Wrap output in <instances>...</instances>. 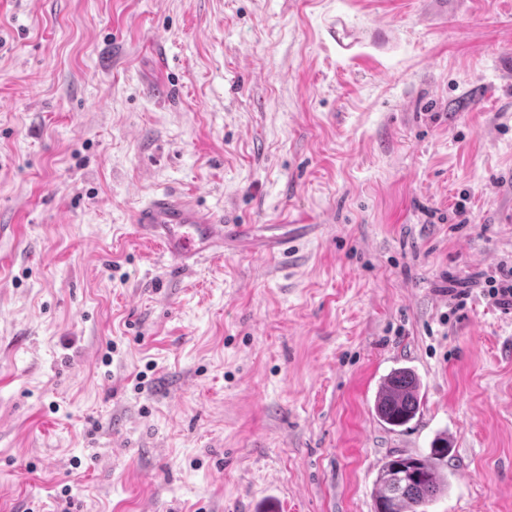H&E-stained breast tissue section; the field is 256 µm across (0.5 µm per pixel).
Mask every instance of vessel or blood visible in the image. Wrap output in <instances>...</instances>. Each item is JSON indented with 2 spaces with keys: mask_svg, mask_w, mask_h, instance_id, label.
Segmentation results:
<instances>
[{
  "mask_svg": "<svg viewBox=\"0 0 512 512\" xmlns=\"http://www.w3.org/2000/svg\"><path fill=\"white\" fill-rule=\"evenodd\" d=\"M137 229L155 243L173 267L190 268L202 259L223 253L230 237H249L248 224H227L192 201L172 194L153 196L136 214Z\"/></svg>",
  "mask_w": 512,
  "mask_h": 512,
  "instance_id": "b4317fda",
  "label": "vessel or blood"
}]
</instances>
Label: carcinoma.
Returning a JSON list of instances; mask_svg holds the SVG:
<instances>
[{
	"label": "carcinoma",
	"mask_w": 512,
	"mask_h": 512,
	"mask_svg": "<svg viewBox=\"0 0 512 512\" xmlns=\"http://www.w3.org/2000/svg\"><path fill=\"white\" fill-rule=\"evenodd\" d=\"M419 380L401 368L385 378L375 411L394 428L413 420L419 411ZM448 465V440L434 444L426 457L398 454L382 467L375 495V512H428L444 490L441 468Z\"/></svg>",
	"instance_id": "cac0c4a2"
}]
</instances>
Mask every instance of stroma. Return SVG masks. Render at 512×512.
I'll list each match as a JSON object with an SVG mask.
<instances>
[{
  "label": "stroma",
  "mask_w": 512,
  "mask_h": 512,
  "mask_svg": "<svg viewBox=\"0 0 512 512\" xmlns=\"http://www.w3.org/2000/svg\"><path fill=\"white\" fill-rule=\"evenodd\" d=\"M171 191L292 247L168 271ZM503 263L512 0H0V512H374L438 436L512 512ZM498 273V279L492 277L488 280L490 285L486 291L497 307L509 312L512 310V266L508 267L507 264H502ZM419 380L407 368L392 372L385 378L375 411L381 422L394 427H402L413 420L419 411Z\"/></svg>",
  "instance_id": "stroma-1"
}]
</instances>
